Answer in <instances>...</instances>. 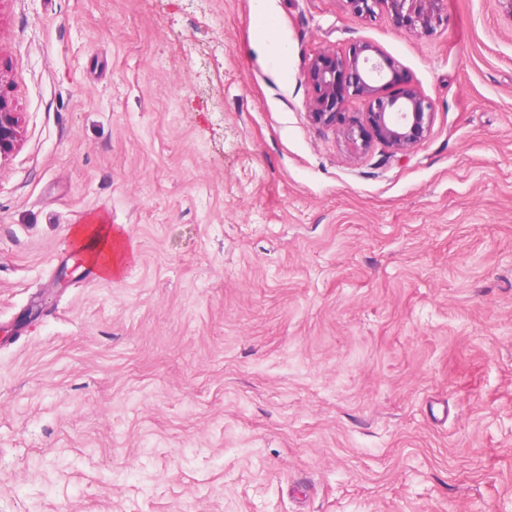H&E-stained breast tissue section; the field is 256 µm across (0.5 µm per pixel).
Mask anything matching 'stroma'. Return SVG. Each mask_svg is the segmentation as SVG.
I'll list each match as a JSON object with an SVG mask.
<instances>
[{
	"label": "stroma",
	"instance_id": "1",
	"mask_svg": "<svg viewBox=\"0 0 512 512\" xmlns=\"http://www.w3.org/2000/svg\"><path fill=\"white\" fill-rule=\"evenodd\" d=\"M447 16L0 0V512H512V16ZM362 42L434 106L406 153L311 119ZM19 137V117L8 105L0 88V162L15 150ZM75 229V238L83 249L86 258L99 266L103 277H117L130 257V251L118 231L112 232L108 218L102 212L90 214Z\"/></svg>",
	"mask_w": 512,
	"mask_h": 512
}]
</instances>
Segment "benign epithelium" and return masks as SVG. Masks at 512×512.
Segmentation results:
<instances>
[{
  "mask_svg": "<svg viewBox=\"0 0 512 512\" xmlns=\"http://www.w3.org/2000/svg\"><path fill=\"white\" fill-rule=\"evenodd\" d=\"M359 15L387 12L397 26L421 35H430L446 20L445 0H345ZM307 80L313 88L310 102L313 120L336 125L346 100L357 96L367 101L361 116L343 127L342 134L356 149L365 151L377 139L397 152H406L427 135L432 103L410 82L393 60L370 43H363L348 56L324 52L308 68ZM390 86L394 94H385ZM20 137L19 117L0 92V160L15 150Z\"/></svg>",
  "mask_w": 512,
  "mask_h": 512,
  "instance_id": "benign-epithelium-1",
  "label": "benign epithelium"
}]
</instances>
